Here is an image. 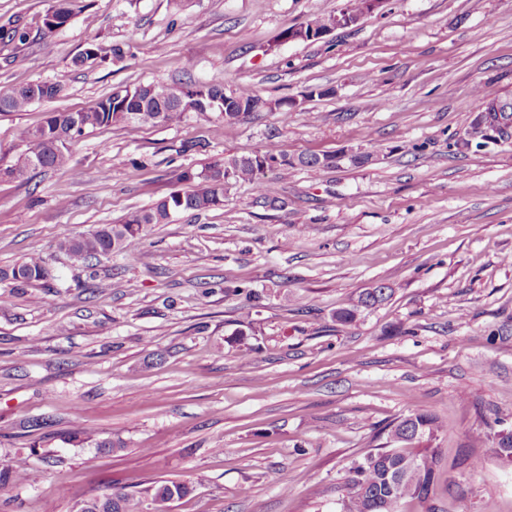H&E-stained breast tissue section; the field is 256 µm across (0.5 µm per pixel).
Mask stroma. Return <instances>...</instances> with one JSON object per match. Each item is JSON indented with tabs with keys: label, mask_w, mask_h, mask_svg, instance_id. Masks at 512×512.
Here are the masks:
<instances>
[{
	"label": "stroma",
	"mask_w": 512,
	"mask_h": 512,
	"mask_svg": "<svg viewBox=\"0 0 512 512\" xmlns=\"http://www.w3.org/2000/svg\"><path fill=\"white\" fill-rule=\"evenodd\" d=\"M344 0H0V88L61 85L0 114V166L24 129L142 84L220 81L298 109L177 126L113 124L70 143L74 170L0 180V512H76L185 483L171 512H343L355 462L416 413L442 429L431 492L402 512H512V140L466 144L476 89L512 101V0H384L311 41L283 30ZM90 43L121 57L75 66ZM325 96H315V89ZM345 149L368 163L265 169L223 206L148 225L135 263L72 267L56 244L183 189V171ZM243 293H235V286ZM386 286L350 324L339 311ZM121 449L98 447L100 439ZM47 261L43 256L34 255L12 267L0 269V281H12L17 286L33 284L45 280L43 271Z\"/></svg>",
	"instance_id": "35a3bbf8"
}]
</instances>
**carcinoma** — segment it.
Instances as JSON below:
<instances>
[{
    "label": "carcinoma",
    "mask_w": 512,
    "mask_h": 512,
    "mask_svg": "<svg viewBox=\"0 0 512 512\" xmlns=\"http://www.w3.org/2000/svg\"><path fill=\"white\" fill-rule=\"evenodd\" d=\"M122 54L119 46L91 44L75 60L78 65L104 63ZM38 91L42 100L60 95V85L37 81L18 88L0 89V112H23L33 104L31 92ZM191 100L202 98L227 100L234 111L217 113L218 129L230 134L239 118L252 111L251 103L261 100L252 94L236 95L224 92V83L211 81L202 84L170 87L152 85L145 94L131 100L122 99L114 92L99 99L93 106L80 112H51L44 122L21 132L25 150L12 164L2 168L3 178L19 184L28 183L33 173L44 168H69L71 156L67 147L58 148L55 141L67 134L74 141L89 131L115 123L128 125H178L188 116L178 97ZM494 109L500 136H512V102L492 99L479 94V110ZM336 157V153L300 154L293 156L277 142L254 156H234L220 165L207 167L199 172L185 171L180 179L192 182L195 188L176 192L157 201L147 209L128 212L117 224H101L94 230L78 236L59 240L57 248L65 253L75 266H83L91 259L112 253L128 257L139 244L143 228L149 224H167L176 212L205 211L224 204V186L238 181H251L265 168L276 167L283 173L297 168H319L320 160ZM47 261L40 255L11 267L0 269V281H11L19 286L46 279L43 271ZM388 298L386 287L380 286L363 293L353 308L337 314V320L348 324L355 321L360 309L372 307ZM443 429L435 418L427 414H415L399 421L389 431L390 445L373 448L363 455L365 466H353L352 495L347 512H400L407 499L422 500L429 495L439 449L422 445V440H432ZM192 492L183 483L161 484L153 487L151 501L159 512H164L172 498L182 499ZM145 501L128 493L114 492L81 502L78 512H147Z\"/></svg>",
    "instance_id": "cac0c4a2"
}]
</instances>
